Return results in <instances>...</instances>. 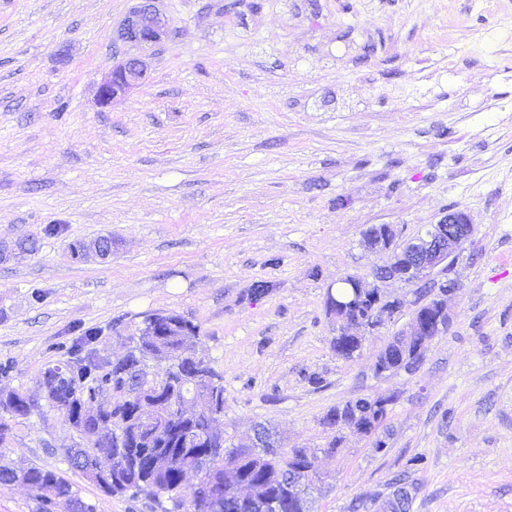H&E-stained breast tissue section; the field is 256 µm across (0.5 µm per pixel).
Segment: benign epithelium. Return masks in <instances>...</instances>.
<instances>
[{"label":"benign epithelium","instance_id":"obj_1","mask_svg":"<svg viewBox=\"0 0 512 512\" xmlns=\"http://www.w3.org/2000/svg\"><path fill=\"white\" fill-rule=\"evenodd\" d=\"M158 0H139L122 20L117 29V38L130 43L140 50H149L161 44L170 31V20L156 7ZM145 76L144 63L139 57H128L112 67L98 87L97 102L109 107L114 101L137 86ZM472 236V224L468 215L460 210L450 211L438 223L431 225L425 235L406 241L408 252L392 254L390 262L375 270L373 287L388 281H397L408 286L423 284L436 289L438 314L429 318L427 310L420 302L409 301L405 297L386 300L383 313L372 319L366 329L374 332L394 321L398 314L411 306L413 311L406 327L399 335L416 339L414 352L425 351L426 345L436 336L446 332L453 316L448 308V297L458 292L459 276L455 263L450 258L457 255ZM401 237V230L391 224H384L380 231L371 233L364 239L365 247L370 251L390 249V242ZM94 251L101 258L112 253V242L108 238H99L91 245L79 244L74 249V258L80 259L86 251ZM366 289L353 288L345 299L327 289L325 303L330 315L338 322L347 320V314L354 302L365 297Z\"/></svg>","mask_w":512,"mask_h":512}]
</instances>
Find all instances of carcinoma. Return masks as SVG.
I'll return each mask as SVG.
<instances>
[{"instance_id":"carcinoma-1","label":"carcinoma","mask_w":512,"mask_h":512,"mask_svg":"<svg viewBox=\"0 0 512 512\" xmlns=\"http://www.w3.org/2000/svg\"><path fill=\"white\" fill-rule=\"evenodd\" d=\"M153 335L129 337L132 347L119 360L103 361V371L90 373L82 365V353L94 347L98 332L85 331L62 347L66 359L47 365L41 372L38 400L10 391L0 397V413L12 418L55 414L76 433L104 424L95 442L111 462L110 481L96 482L106 494H143L160 512H266V500L278 501V512H311L307 489L322 478L318 457L303 448L280 453L273 448L224 447L212 430L224 420V384L209 361L198 353L200 332L192 322L175 314L156 315ZM399 339L392 336L381 360L388 372L411 371L421 357L408 350L396 354ZM354 340L335 336L336 356L350 359ZM149 351L170 361L167 376L174 382L154 385L138 367ZM198 388V400L189 418H182L184 392ZM365 410L360 400L348 401L328 411L323 424L343 429L355 411ZM31 489L37 492L38 512H50L55 498H67L80 512H95L72 483L55 471L28 469ZM413 485L398 475L387 507L410 512Z\"/></svg>"}]
</instances>
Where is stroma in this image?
<instances>
[{"label":"stroma","mask_w":512,"mask_h":512,"mask_svg":"<svg viewBox=\"0 0 512 512\" xmlns=\"http://www.w3.org/2000/svg\"><path fill=\"white\" fill-rule=\"evenodd\" d=\"M136 4L0 0V241L36 242L0 263V389L38 396L76 328L120 355L113 323L173 312L224 377L225 446L262 424L318 452L328 410L395 395L385 452L345 433L313 512L357 496L381 512L403 471L412 512H512V121L495 108L512 77L461 79L474 62L512 74V53L478 44L491 17L473 0H159L168 38L103 108L100 80L135 53L113 33ZM418 58L431 79L416 80ZM450 208L473 235L448 331L413 372L374 370L396 322L337 357L327 289L387 260L363 232L411 238ZM49 224L65 230L44 236ZM107 235L111 257L73 258ZM261 281L270 293L251 295ZM10 426L1 461L62 473L97 512H156L71 470L75 434L57 416Z\"/></svg>","instance_id":"35a3bbf8"}]
</instances>
